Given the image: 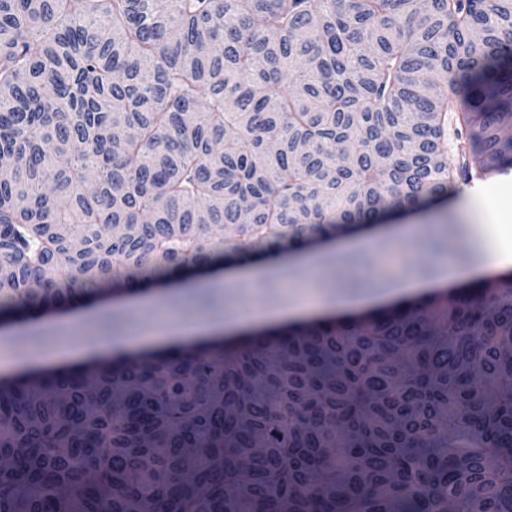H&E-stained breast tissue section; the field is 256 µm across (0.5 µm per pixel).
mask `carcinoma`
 <instances>
[{
    "mask_svg": "<svg viewBox=\"0 0 512 512\" xmlns=\"http://www.w3.org/2000/svg\"><path fill=\"white\" fill-rule=\"evenodd\" d=\"M511 125L512 0H0V312L416 209ZM0 512H512V277L1 381Z\"/></svg>",
    "mask_w": 512,
    "mask_h": 512,
    "instance_id": "obj_1",
    "label": "carcinoma"
}]
</instances>
